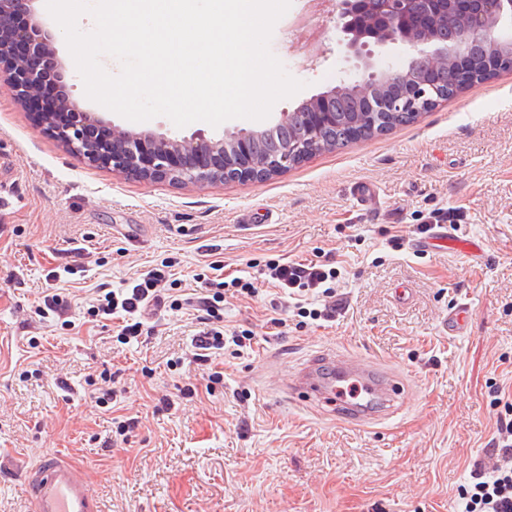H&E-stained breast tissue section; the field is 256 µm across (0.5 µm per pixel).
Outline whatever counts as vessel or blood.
<instances>
[{
  "mask_svg": "<svg viewBox=\"0 0 512 512\" xmlns=\"http://www.w3.org/2000/svg\"><path fill=\"white\" fill-rule=\"evenodd\" d=\"M288 392L332 407L336 417L367 426L398 410L404 389L391 372L362 356L319 353L292 373ZM30 512H101L85 470L50 454L26 473Z\"/></svg>",
  "mask_w": 512,
  "mask_h": 512,
  "instance_id": "1",
  "label": "vessel or blood"
}]
</instances>
